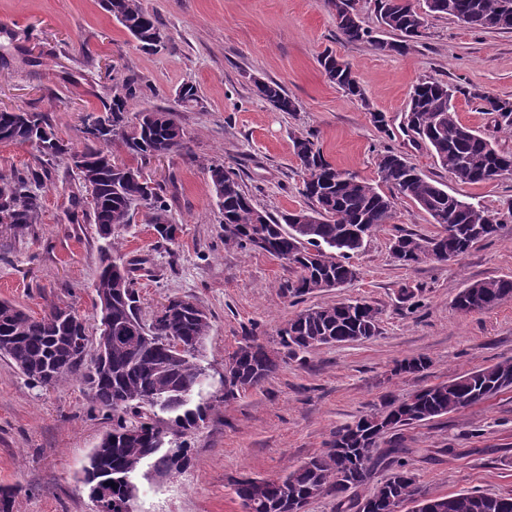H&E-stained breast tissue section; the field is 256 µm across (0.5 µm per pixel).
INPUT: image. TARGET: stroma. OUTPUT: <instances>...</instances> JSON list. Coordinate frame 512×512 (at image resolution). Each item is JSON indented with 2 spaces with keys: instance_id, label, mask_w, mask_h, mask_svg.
<instances>
[{
  "instance_id": "stroma-1",
  "label": "stroma",
  "mask_w": 512,
  "mask_h": 512,
  "mask_svg": "<svg viewBox=\"0 0 512 512\" xmlns=\"http://www.w3.org/2000/svg\"><path fill=\"white\" fill-rule=\"evenodd\" d=\"M160 20L163 48L139 49L99 0H0V109L44 113L58 138L82 145L87 116L99 114L113 84L147 85L133 111L167 108L185 133L182 152L143 162L160 182L175 243L158 239L145 209L112 234L114 255L145 259L138 278L141 317L174 297L198 303L211 320L199 353L209 370L201 400L205 422L184 437L190 462L156 481H141L136 512H243L236 478H273L319 454L337 426L373 412L384 395L402 399L468 371L512 359V299L464 314L453 301L466 285L512 277V174L464 184L432 151L406 133L413 85L435 78L512 98V32L477 30L455 19H431L403 53L372 41H344L327 0H141ZM332 51L355 71L368 105L331 84L317 57ZM275 80L297 104L282 112L255 93ZM194 84L200 102L178 106ZM383 113L388 133L370 112ZM312 133L328 161L378 183L377 158L402 153L449 194L498 214L499 231L448 262L430 257L402 266L390 246L400 234H436L431 217L397 199L391 223L374 231L351 258L359 277L342 288L291 296L297 270L267 253L224 242L223 216L207 172L215 161L239 172L258 208H308L292 139ZM42 190L44 210L23 239L0 237V300L39 317L52 304L71 305L90 340L100 333L92 283L104 242L92 221L68 218L75 170L54 161ZM413 292L414 301L401 295ZM365 300L379 310L377 335L289 354L278 330L312 306ZM273 349L279 369L260 387L221 403L224 359L245 337ZM424 358L419 373L397 363ZM86 384L73 378L35 387L0 356V488L13 489L11 512H97L81 482L92 449L111 429ZM409 468L420 484L448 494L480 490L512 494V390L463 412L405 429Z\"/></svg>"
}]
</instances>
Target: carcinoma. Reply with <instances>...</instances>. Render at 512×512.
Returning <instances> with one entry per match:
<instances>
[{
    "mask_svg": "<svg viewBox=\"0 0 512 512\" xmlns=\"http://www.w3.org/2000/svg\"><path fill=\"white\" fill-rule=\"evenodd\" d=\"M104 10L115 16L144 50L164 46L166 35L158 18L146 11L141 0H101ZM338 30L348 43L370 37L357 13L355 0H329ZM379 24L399 40L376 39L381 52H401L420 37L432 16H448L477 29L512 30V0H375ZM318 63L327 79L344 93L365 101L352 67L325 52ZM255 93L282 112L297 105L274 81L255 82ZM482 102L493 115L495 126L512 133V99L491 96L479 90L466 91L431 79L417 84L410 95L407 130L414 142L423 143L439 164L460 182L478 184L512 172V152L499 150L480 131L462 123L456 113L455 94ZM145 95V86L128 79L112 91L103 114L92 117L82 128L83 147L77 148L52 133L40 112L25 124L20 116L0 109V143L30 144L38 163L10 173L0 172V199L11 215L0 220V237H25L38 223L43 208L40 189L50 177L51 160L86 159L76 169L77 191L69 198L71 220L88 215L98 235L112 242V230L131 222L136 209H147L149 223L160 240L173 243L176 225L168 220V204L162 187L145 177L139 165L119 160L103 162L112 143L120 142L135 160L177 153L185 148V133L174 114L157 109L129 117L130 102ZM177 103L185 108L199 103L197 87L183 85ZM293 152L304 172L302 194L312 202L309 209L288 211L275 217L258 208L239 175L220 162L208 167L217 205L224 215V244L263 251L297 269V280L288 292L303 296L358 276L349 262L362 249L365 238L393 219L394 200L406 198L427 213L438 232L422 238L405 233L392 242L395 262L409 266L427 254L439 261L464 254L474 244L494 238L500 221L478 202L451 195L442 185L425 177L398 152L387 149L378 157L377 169L385 194L355 174L330 163L309 136L293 140ZM116 274L107 262L92 284L96 297L112 296V309L101 322L112 325V345L102 363L89 357V338L79 315L69 305H52L34 317L9 301H0V355L7 357L29 383L56 385L78 376L88 386L94 404L112 415V430L105 434L88 457L96 468L95 478L110 480L134 473L150 462L156 474L180 471L189 464L184 443L169 453L168 436H183L197 429L210 405L191 403L208 379L207 368L197 361V352L211 330L207 313L189 298L169 300L167 308L152 315L146 324L139 316L136 273L140 259L121 261ZM512 298V278L475 282L456 297L462 313L483 311ZM379 311L365 300H347L306 308L289 318L278 331L279 345L288 353L369 339L378 332ZM279 368L255 336L244 339L224 364L222 399L229 403L240 390L256 388ZM512 388V359L466 372L448 381L424 387L398 400L386 395L381 408L353 424L336 428L324 442L323 451L282 476V481H234V492L245 512H286L294 502L310 501L326 494L338 507L364 512H391L396 503L416 502L421 497L444 502L443 512H512V494L496 495L463 490L447 495L431 492L406 468L407 448L399 430L420 422L461 412ZM393 429L389 440L377 436L376 421ZM391 469L390 476L363 497L353 492L370 483L376 466Z\"/></svg>",
    "mask_w": 512,
    "mask_h": 512,
    "instance_id": "1",
    "label": "carcinoma"
}]
</instances>
